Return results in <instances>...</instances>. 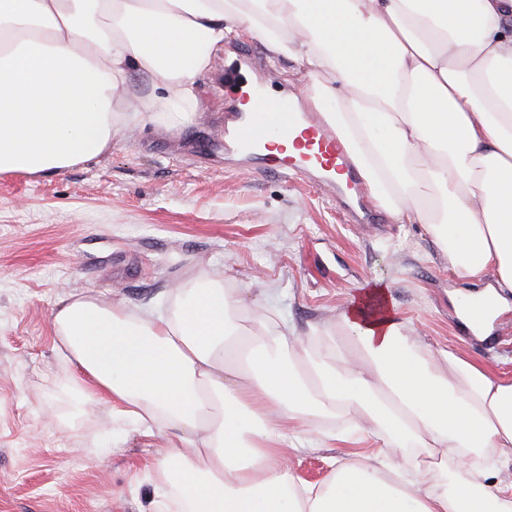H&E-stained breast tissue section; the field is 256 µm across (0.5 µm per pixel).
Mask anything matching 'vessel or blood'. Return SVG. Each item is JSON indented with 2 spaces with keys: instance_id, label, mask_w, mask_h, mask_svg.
<instances>
[{
  "instance_id": "1",
  "label": "vessel or blood",
  "mask_w": 512,
  "mask_h": 512,
  "mask_svg": "<svg viewBox=\"0 0 512 512\" xmlns=\"http://www.w3.org/2000/svg\"><path fill=\"white\" fill-rule=\"evenodd\" d=\"M274 130L292 137V152L271 153L262 147L265 132ZM224 144L248 152L254 173L288 176L315 172L317 187L335 198L346 211H353V195L362 176L336 137L327 118H311L293 111L286 95H259L251 113L227 115Z\"/></svg>"
}]
</instances>
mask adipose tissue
<instances>
[{"instance_id":"obj_1","label":"adipose tissue","mask_w":512,"mask_h":512,"mask_svg":"<svg viewBox=\"0 0 512 512\" xmlns=\"http://www.w3.org/2000/svg\"><path fill=\"white\" fill-rule=\"evenodd\" d=\"M243 28L301 61L310 108L333 120L372 198L425 224L458 277L496 287L469 314L512 306V0H0V173L41 175L101 156L145 122L172 129ZM150 90L131 99L127 79ZM341 344L294 348L262 315L243 334L222 280L194 283L170 315L92 299L53 326L75 385L120 415L179 435L160 460L188 512H512V484L455 471L512 458V378L444 351L429 371L387 290L361 289ZM381 439V461L334 460L295 481L287 431ZM451 481L429 483L430 470Z\"/></svg>"}]
</instances>
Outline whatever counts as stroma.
Segmentation results:
<instances>
[{"instance_id":"obj_1","label":"stroma","mask_w":512,"mask_h":512,"mask_svg":"<svg viewBox=\"0 0 512 512\" xmlns=\"http://www.w3.org/2000/svg\"><path fill=\"white\" fill-rule=\"evenodd\" d=\"M267 84L305 97L299 62L245 33ZM217 51L196 83L197 107L171 130L145 123L97 159L44 175L0 174V512H154L159 457L172 434L83 397L53 328L60 300L172 312L181 287L219 275L248 290L296 336H342L359 288L382 282L398 317L432 354L454 352L512 376V311L483 339L459 324L467 289L424 224L347 221L300 177L224 167V67ZM341 442L298 447L293 473L320 484Z\"/></svg>"}]
</instances>
